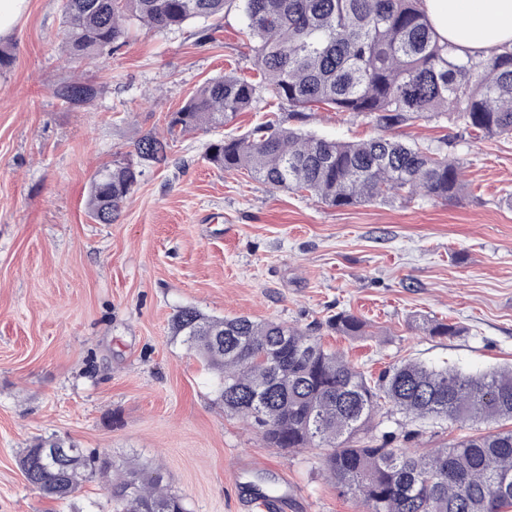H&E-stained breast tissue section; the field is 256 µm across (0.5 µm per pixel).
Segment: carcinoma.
<instances>
[{"mask_svg": "<svg viewBox=\"0 0 512 512\" xmlns=\"http://www.w3.org/2000/svg\"><path fill=\"white\" fill-rule=\"evenodd\" d=\"M241 5L243 28L264 86L304 114L322 106L369 116L385 134L339 141L272 122L209 145L208 159L246 171L274 188L306 192L334 207L420 196L450 202L462 195L459 162L440 147L402 141L392 131L442 117L485 135L512 138V45L491 56L458 57L441 41L421 0H63L64 48L74 63L110 54L135 21L171 31L194 19ZM261 86L224 74L202 85L172 113L165 134L149 133L133 157L103 166L91 180L90 217L110 224L138 183L144 164L166 160L169 142L199 129L220 128L254 107ZM56 94L74 107L96 89L78 79ZM326 326L362 336L366 323L341 311ZM431 336H457L455 323L430 320ZM318 328L245 316L178 311L172 333L182 337L215 376L224 411L256 426L281 451L320 450L324 471L362 512H512V429L475 430L418 453L405 444L417 421L435 424L512 422V366L468 373L403 360L377 378L325 348ZM396 428L367 439L376 415ZM72 449L48 467L43 449ZM29 485L66 501L86 479L116 464L52 434L17 457ZM113 512H187L182 497L147 468L128 466L110 484Z\"/></svg>", "mask_w": 512, "mask_h": 512, "instance_id": "cac0c4a2", "label": "carcinoma"}]
</instances>
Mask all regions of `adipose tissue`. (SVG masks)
<instances>
[{
	"mask_svg": "<svg viewBox=\"0 0 512 512\" xmlns=\"http://www.w3.org/2000/svg\"><path fill=\"white\" fill-rule=\"evenodd\" d=\"M421 8L460 54L487 56L512 44V0H422Z\"/></svg>",
	"mask_w": 512,
	"mask_h": 512,
	"instance_id": "ef3b65f1",
	"label": "adipose tissue"
}]
</instances>
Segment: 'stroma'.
<instances>
[{
  "mask_svg": "<svg viewBox=\"0 0 512 512\" xmlns=\"http://www.w3.org/2000/svg\"><path fill=\"white\" fill-rule=\"evenodd\" d=\"M242 25L234 5L212 26L134 24L112 54L75 66L62 0H28L0 40L12 51L0 70V512H112L99 479L68 505L27 483L16 454L51 434L159 469L188 512H259L267 485L287 512H359L324 478L317 450L270 448L225 413L211 373L172 335L183 307L300 327L352 312L367 336L322 326V342L374 377L409 358L512 364V138L417 122L403 136L447 143L463 165L461 198L331 208L208 161L211 142L270 112L334 140L379 133L348 112L298 118L264 91L226 127L188 134L166 163L143 166L116 221L89 217L95 172L163 132L201 84L258 80ZM74 76L96 87L91 104L57 97ZM430 319L462 332L427 335L417 324Z\"/></svg>",
  "mask_w": 512,
  "mask_h": 512,
  "instance_id": "obj_1",
  "label": "stroma"
}]
</instances>
